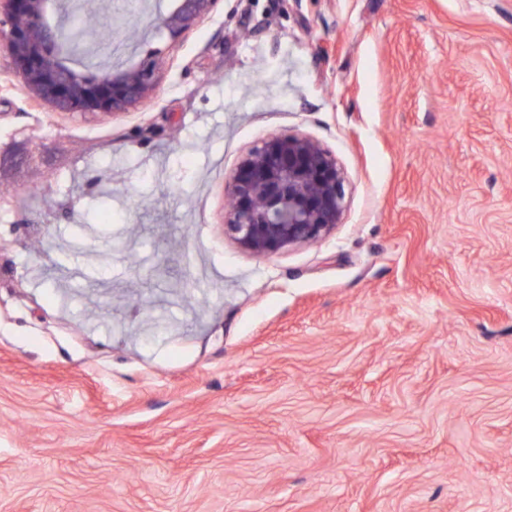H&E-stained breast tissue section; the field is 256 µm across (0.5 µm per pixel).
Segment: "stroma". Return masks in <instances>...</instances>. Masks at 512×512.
<instances>
[{
  "label": "stroma",
  "instance_id": "1",
  "mask_svg": "<svg viewBox=\"0 0 512 512\" xmlns=\"http://www.w3.org/2000/svg\"><path fill=\"white\" fill-rule=\"evenodd\" d=\"M99 5L72 57L166 61L127 113L0 54V512H512V0ZM283 133L346 208L256 257L225 195ZM173 11L159 14L158 27L168 32L170 38L178 39L203 21L213 10L218 0H177Z\"/></svg>",
  "mask_w": 512,
  "mask_h": 512
}]
</instances>
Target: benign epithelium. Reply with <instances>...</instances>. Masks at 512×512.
Returning a JSON list of instances; mask_svg holds the SVG:
<instances>
[{"label":"benign epithelium","mask_w":512,"mask_h":512,"mask_svg":"<svg viewBox=\"0 0 512 512\" xmlns=\"http://www.w3.org/2000/svg\"><path fill=\"white\" fill-rule=\"evenodd\" d=\"M218 0H177L157 17L177 39L203 21ZM61 0H0V49L32 101L72 115L114 116L150 99L164 59L93 71L66 61L62 27L51 19ZM345 177L336 157L303 134L272 135L240 159L227 191L224 236L243 252L268 257L319 241L340 223Z\"/></svg>","instance_id":"7a95c632"}]
</instances>
